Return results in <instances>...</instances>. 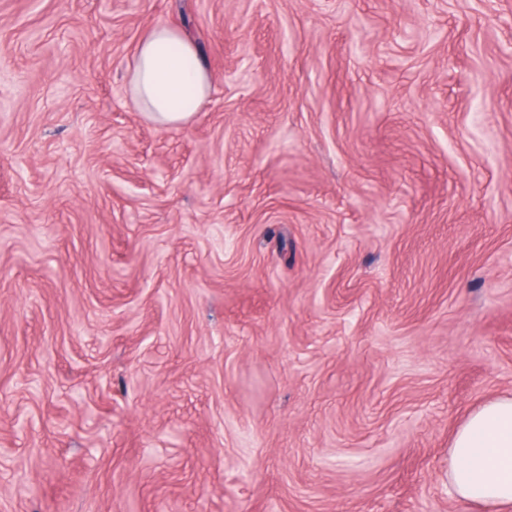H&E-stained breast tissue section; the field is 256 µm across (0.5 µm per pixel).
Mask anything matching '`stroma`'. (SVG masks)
<instances>
[{
    "label": "stroma",
    "mask_w": 512,
    "mask_h": 512,
    "mask_svg": "<svg viewBox=\"0 0 512 512\" xmlns=\"http://www.w3.org/2000/svg\"><path fill=\"white\" fill-rule=\"evenodd\" d=\"M511 393L512 0H0V512H492ZM128 71L130 100L162 125L188 123L210 100L201 53L177 28L154 26L138 43ZM447 476L459 500L512 511V395L465 418L448 448Z\"/></svg>",
    "instance_id": "1"
}]
</instances>
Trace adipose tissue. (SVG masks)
<instances>
[{
	"label": "adipose tissue",
	"mask_w": 512,
	"mask_h": 512,
	"mask_svg": "<svg viewBox=\"0 0 512 512\" xmlns=\"http://www.w3.org/2000/svg\"><path fill=\"white\" fill-rule=\"evenodd\" d=\"M128 94L148 119L180 125L209 102L211 80L197 46L181 30L159 24L135 49ZM448 484L463 502L512 512V395L465 418L448 450Z\"/></svg>",
	"instance_id": "obj_1"
}]
</instances>
